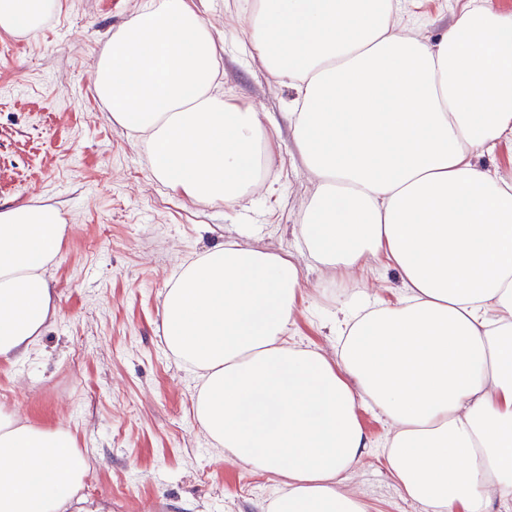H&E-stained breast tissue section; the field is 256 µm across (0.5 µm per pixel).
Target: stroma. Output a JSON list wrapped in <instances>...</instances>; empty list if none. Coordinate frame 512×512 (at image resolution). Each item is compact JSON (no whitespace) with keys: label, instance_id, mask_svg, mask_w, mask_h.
I'll return each instance as SVG.
<instances>
[{"label":"stroma","instance_id":"obj_1","mask_svg":"<svg viewBox=\"0 0 512 512\" xmlns=\"http://www.w3.org/2000/svg\"><path fill=\"white\" fill-rule=\"evenodd\" d=\"M139 0H61L38 32L0 34V203L40 198L70 226L48 271L62 312L28 359L0 360V406L47 426H68L85 450L89 506L110 512H260L274 479L216 454L191 412L196 377L166 350L161 295L178 266L237 241L293 253L306 296L294 341L334 354L326 325L337 302L294 229L312 180L292 156L288 131L266 189L239 207L192 204L151 176L142 147L107 118L94 66L112 31ZM200 9L224 51L220 89L281 119L290 91L244 56L240 19L225 0ZM369 448L344 483L368 512H425L390 478V425L358 411Z\"/></svg>","mask_w":512,"mask_h":512}]
</instances>
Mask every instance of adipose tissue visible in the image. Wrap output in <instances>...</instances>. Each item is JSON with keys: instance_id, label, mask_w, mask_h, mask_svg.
Returning a JSON list of instances; mask_svg holds the SVG:
<instances>
[{"instance_id": "adipose-tissue-1", "label": "adipose tissue", "mask_w": 512, "mask_h": 512, "mask_svg": "<svg viewBox=\"0 0 512 512\" xmlns=\"http://www.w3.org/2000/svg\"><path fill=\"white\" fill-rule=\"evenodd\" d=\"M59 0H0V32L39 31ZM243 44L293 94L292 153L314 180L297 231L341 302L336 358L291 341L305 290L292 255L238 242L183 262L161 301L167 350L199 380L213 449L279 491L261 512H367L342 485L367 447L357 409L391 425L387 468L426 512H512V183L485 163L512 138V10L462 0L433 38L400 0H245ZM221 45L195 0H141L95 64L107 116L152 177L232 208L262 184L277 127L222 94ZM70 232L34 199L0 204V360L61 311L48 270ZM397 302L366 298L368 261ZM72 431L0 407V512H87Z\"/></svg>"}]
</instances>
